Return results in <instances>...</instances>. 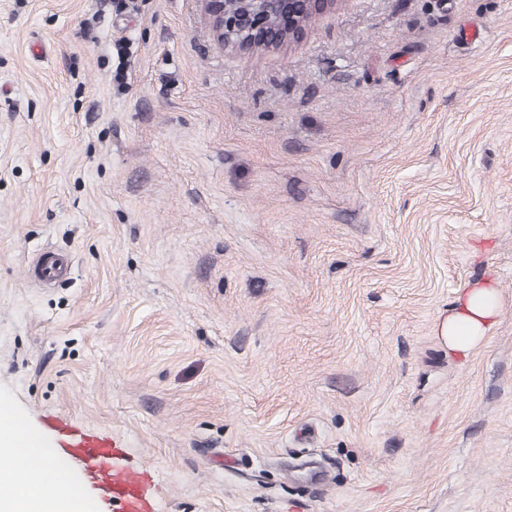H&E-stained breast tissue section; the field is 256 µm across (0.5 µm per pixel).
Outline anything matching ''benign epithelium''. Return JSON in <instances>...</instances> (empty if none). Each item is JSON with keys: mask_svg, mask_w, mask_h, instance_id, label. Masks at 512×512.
<instances>
[{"mask_svg": "<svg viewBox=\"0 0 512 512\" xmlns=\"http://www.w3.org/2000/svg\"><path fill=\"white\" fill-rule=\"evenodd\" d=\"M215 41L242 53L299 42L341 0H203Z\"/></svg>", "mask_w": 512, "mask_h": 512, "instance_id": "7a95c632", "label": "benign epithelium"}]
</instances>
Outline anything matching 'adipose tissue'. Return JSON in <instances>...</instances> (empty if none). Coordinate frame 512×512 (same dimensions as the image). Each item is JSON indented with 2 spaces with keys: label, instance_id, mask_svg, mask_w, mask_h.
Segmentation results:
<instances>
[{
  "label": "adipose tissue",
  "instance_id": "adipose-tissue-1",
  "mask_svg": "<svg viewBox=\"0 0 512 512\" xmlns=\"http://www.w3.org/2000/svg\"><path fill=\"white\" fill-rule=\"evenodd\" d=\"M498 309L495 288L476 286L459 294L441 333L456 351L469 352L485 333ZM62 504L45 484L42 470L19 463L0 470V512H60Z\"/></svg>",
  "mask_w": 512,
  "mask_h": 512
}]
</instances>
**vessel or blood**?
<instances>
[{
  "mask_svg": "<svg viewBox=\"0 0 512 512\" xmlns=\"http://www.w3.org/2000/svg\"><path fill=\"white\" fill-rule=\"evenodd\" d=\"M67 266L64 255L46 252L34 263L33 273L37 280L51 284L64 276ZM43 434L50 439L52 458L79 467L88 481L119 501L120 512H158L147 470L128 467L125 449L113 447L108 438L53 414L47 416Z\"/></svg>",
  "mask_w": 512,
  "mask_h": 512,
  "instance_id": "1",
  "label": "vessel or blood"
}]
</instances>
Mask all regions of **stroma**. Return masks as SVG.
Listing matches in <instances>:
<instances>
[{"label":"stroma","mask_w":512,"mask_h":512,"mask_svg":"<svg viewBox=\"0 0 512 512\" xmlns=\"http://www.w3.org/2000/svg\"><path fill=\"white\" fill-rule=\"evenodd\" d=\"M15 413L42 456L47 413L110 436L159 512H512V0H341L253 54L203 0H0ZM67 266V259L64 255L52 252L43 253L33 265L34 278L43 283H54L64 276ZM498 294L491 286H474L458 295L456 306L441 323L448 345L467 354L497 315Z\"/></svg>","instance_id":"obj_1"}]
</instances>
